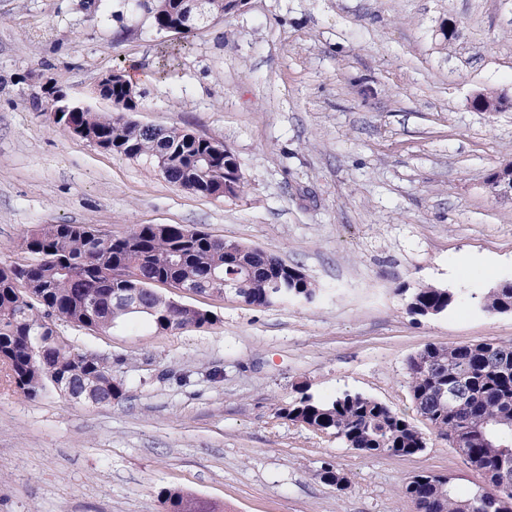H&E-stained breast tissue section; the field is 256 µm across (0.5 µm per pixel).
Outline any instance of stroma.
<instances>
[{"instance_id":"obj_1","label":"stroma","mask_w":512,"mask_h":512,"mask_svg":"<svg viewBox=\"0 0 512 512\" xmlns=\"http://www.w3.org/2000/svg\"><path fill=\"white\" fill-rule=\"evenodd\" d=\"M116 68L153 75L134 120L224 142L245 193L188 192L54 123L41 82L104 113ZM479 92L512 97V0H245L185 39L134 0H0V263L46 224H186L317 287L269 308L191 295L214 321L180 331L58 323L112 357L109 405L25 397L0 364V512H162L165 488L214 512H414L399 489L416 473L481 486L429 425L418 455L367 456L279 413L302 385L408 412L425 345L512 344V312L477 302L512 281V198L486 183L512 163V108L476 111ZM421 284L467 299L413 316Z\"/></svg>"}]
</instances>
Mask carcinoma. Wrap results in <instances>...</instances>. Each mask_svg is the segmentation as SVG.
<instances>
[{
    "label": "carcinoma",
    "mask_w": 512,
    "mask_h": 512,
    "mask_svg": "<svg viewBox=\"0 0 512 512\" xmlns=\"http://www.w3.org/2000/svg\"><path fill=\"white\" fill-rule=\"evenodd\" d=\"M156 26L174 22V0H143ZM81 137L104 138L129 158L145 157L167 171L169 181L191 188L224 189L228 161L211 154V140L177 128L139 127L118 110L82 112ZM90 224H47L25 238L23 264H0V363L21 394L37 397L45 383L97 381L101 404L124 395L112 374V359L88 356L56 343L55 322L109 331L142 317L158 332L200 328L213 321L200 307L179 303L156 290L189 283L202 294L229 292L226 282L244 283L240 299L270 307L290 298L311 302L316 286L298 266L258 247L224 241L184 224H139L130 232L94 241ZM461 300L446 288L420 285L408 297L414 316L438 315ZM488 313L512 311V288L499 285L479 300ZM467 388L454 409L437 395L448 385ZM406 384L414 410L441 437L457 434L485 483V495L460 494L455 485H435L424 472L411 476L400 493L416 512H512V490L500 489L498 459L512 454V345L476 342L428 344L408 358ZM286 418L333 435L368 455L409 457L427 447L425 434L408 414L359 392L317 399L300 386L282 409ZM165 512H211L179 489L160 491Z\"/></svg>",
    "instance_id": "cac0c4a2"
}]
</instances>
